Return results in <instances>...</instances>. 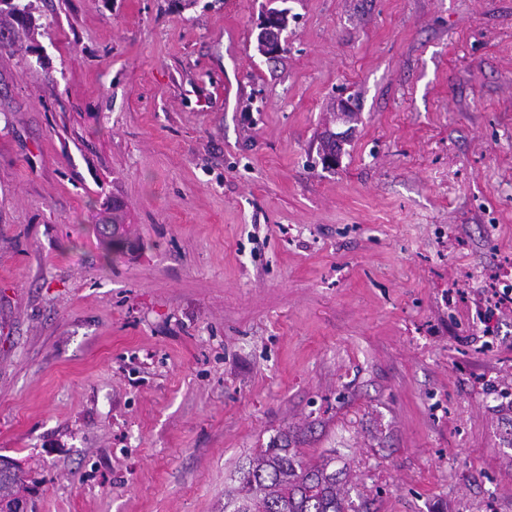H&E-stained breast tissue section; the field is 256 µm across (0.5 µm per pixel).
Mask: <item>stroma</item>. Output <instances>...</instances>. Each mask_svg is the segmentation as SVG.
<instances>
[{"instance_id": "1", "label": "stroma", "mask_w": 512, "mask_h": 512, "mask_svg": "<svg viewBox=\"0 0 512 512\" xmlns=\"http://www.w3.org/2000/svg\"><path fill=\"white\" fill-rule=\"evenodd\" d=\"M25 2L0 14V456L28 512H222L281 438L358 512H512V308L484 302L512 0Z\"/></svg>"}]
</instances>
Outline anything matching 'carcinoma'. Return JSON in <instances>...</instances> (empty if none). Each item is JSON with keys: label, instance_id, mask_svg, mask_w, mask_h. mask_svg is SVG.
I'll return each instance as SVG.
<instances>
[{"label": "carcinoma", "instance_id": "carcinoma-1", "mask_svg": "<svg viewBox=\"0 0 512 512\" xmlns=\"http://www.w3.org/2000/svg\"><path fill=\"white\" fill-rule=\"evenodd\" d=\"M322 457L310 464L288 444L272 442L243 467L239 485L224 494V512H348L342 480ZM24 480L20 467L0 470V512H15Z\"/></svg>", "mask_w": 512, "mask_h": 512}]
</instances>
